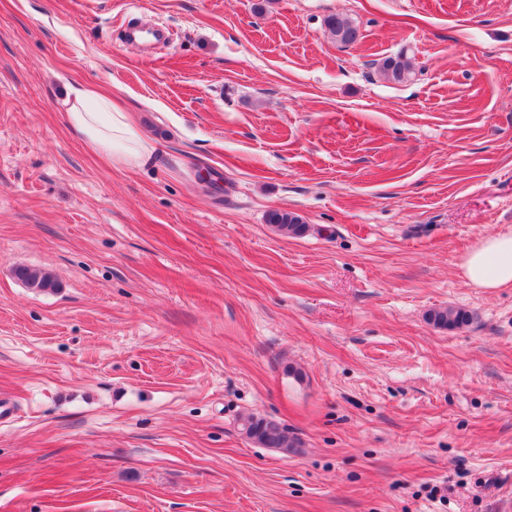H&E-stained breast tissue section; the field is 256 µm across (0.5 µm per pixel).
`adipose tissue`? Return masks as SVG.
<instances>
[{
	"label": "adipose tissue",
	"mask_w": 512,
	"mask_h": 512,
	"mask_svg": "<svg viewBox=\"0 0 512 512\" xmlns=\"http://www.w3.org/2000/svg\"><path fill=\"white\" fill-rule=\"evenodd\" d=\"M71 126L94 150L112 160L136 164L149 148L129 121L126 112L87 87L73 89L67 99ZM467 282L490 290L512 287V233L482 239L462 264Z\"/></svg>",
	"instance_id": "obj_1"
}]
</instances>
